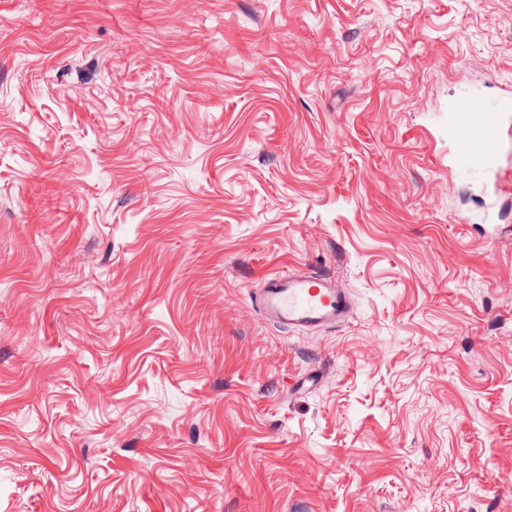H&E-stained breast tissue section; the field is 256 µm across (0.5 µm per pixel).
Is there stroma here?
Here are the masks:
<instances>
[{
  "mask_svg": "<svg viewBox=\"0 0 512 512\" xmlns=\"http://www.w3.org/2000/svg\"><path fill=\"white\" fill-rule=\"evenodd\" d=\"M512 0H0V512H512ZM336 278L349 323L262 319ZM463 94L448 109V140L455 161L491 180L496 177L499 133L510 120L511 103L496 100L482 106ZM251 301L265 320L299 329L336 327L354 307L350 294L329 276L297 269L262 277Z\"/></svg>",
  "mask_w": 512,
  "mask_h": 512,
  "instance_id": "obj_1",
  "label": "stroma"
}]
</instances>
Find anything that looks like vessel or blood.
Here are the masks:
<instances>
[{"instance_id": "b4317fda", "label": "vessel or blood", "mask_w": 512, "mask_h": 512, "mask_svg": "<svg viewBox=\"0 0 512 512\" xmlns=\"http://www.w3.org/2000/svg\"><path fill=\"white\" fill-rule=\"evenodd\" d=\"M511 119L512 102L496 100L481 106L470 95L458 97L448 110L455 161L494 179L499 133ZM251 301L265 320L299 329L336 326L350 318L354 307L350 294L329 276L297 269L262 277Z\"/></svg>"}]
</instances>
